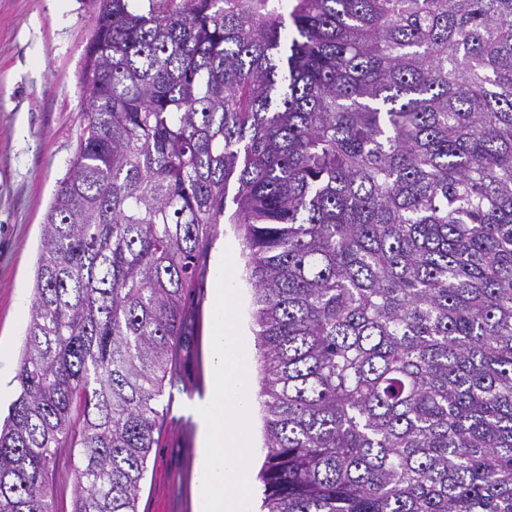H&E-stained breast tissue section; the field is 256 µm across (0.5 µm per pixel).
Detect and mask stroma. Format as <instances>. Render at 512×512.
<instances>
[{"mask_svg":"<svg viewBox=\"0 0 512 512\" xmlns=\"http://www.w3.org/2000/svg\"><path fill=\"white\" fill-rule=\"evenodd\" d=\"M95 11V0H0V347L14 359L28 323L19 301L33 296L44 217L83 125L80 74ZM217 243L232 249L240 319L253 334L251 286L236 226L220 225ZM212 308V297H205L195 334L179 354L177 384L159 401L167 416L148 458L137 512H196L200 443L185 408L203 399L208 387Z\"/></svg>","mask_w":512,"mask_h":512,"instance_id":"stroma-1","label":"stroma"}]
</instances>
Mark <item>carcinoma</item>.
Listing matches in <instances>:
<instances>
[{"label": "carcinoma", "instance_id": "1", "mask_svg": "<svg viewBox=\"0 0 512 512\" xmlns=\"http://www.w3.org/2000/svg\"><path fill=\"white\" fill-rule=\"evenodd\" d=\"M82 81L0 512H137L221 223L263 512H512V0H98ZM49 479L57 497L59 512H71L74 485L66 456H63L59 467H57Z\"/></svg>", "mask_w": 512, "mask_h": 512}]
</instances>
